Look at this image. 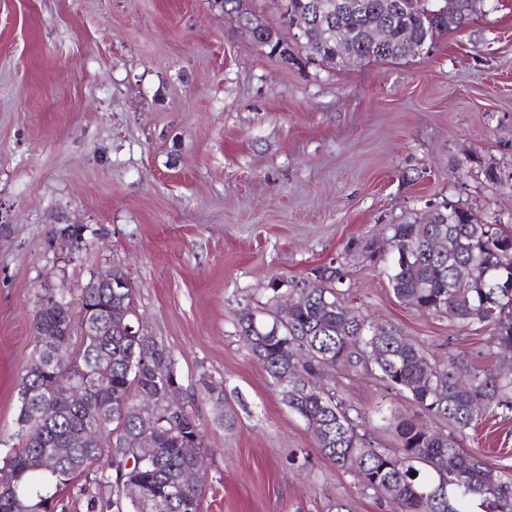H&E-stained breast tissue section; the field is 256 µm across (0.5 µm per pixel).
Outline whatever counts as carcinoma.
<instances>
[{"instance_id":"obj_1","label":"carcinoma","mask_w":512,"mask_h":512,"mask_svg":"<svg viewBox=\"0 0 512 512\" xmlns=\"http://www.w3.org/2000/svg\"><path fill=\"white\" fill-rule=\"evenodd\" d=\"M481 0H457V13L439 0H284L289 26L306 33L300 47L331 69L372 59H399L413 46L463 26ZM224 18L248 31L272 55L294 48L248 0H220ZM442 241L441 250L429 242ZM394 258L387 270L395 298L423 312L451 316L492 330L498 349H512V231L481 221L471 210L444 205L429 223L393 225ZM339 272L288 290L264 319L244 310L238 330L289 411L315 438L320 453L352 474L362 493L387 499L395 512H512V470H496L465 451L461 436L484 415L512 411V368L491 372L464 356L436 359L406 342L393 324H377L348 305L336 287ZM468 289L460 299L456 289ZM135 288L113 271L110 286L88 280L73 301L60 293L41 299L35 351L18 390L17 443L0 440V512H58L60 494L80 479L87 512H201L206 472L194 415L166 346L136 321ZM85 326L74 329L73 320ZM151 351L144 363L140 353ZM369 376L422 409L427 421L391 416L397 448H380L359 431L336 388L318 383L323 369ZM45 402L55 406L40 414ZM152 430L155 452L141 463L138 439ZM107 458L105 468L96 464ZM200 472L180 489L182 474Z\"/></svg>"}]
</instances>
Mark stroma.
<instances>
[{
    "label": "stroma",
    "mask_w": 512,
    "mask_h": 512,
    "mask_svg": "<svg viewBox=\"0 0 512 512\" xmlns=\"http://www.w3.org/2000/svg\"><path fill=\"white\" fill-rule=\"evenodd\" d=\"M450 202L512 225V0H481L429 52L333 69L283 63L218 0H0V439L42 297L115 267L203 435L201 512H392L319 453L237 319L336 270L352 307L437 358L512 365L490 329L392 293L393 225ZM71 224L82 242L61 236ZM323 382L379 446L394 444L382 412L424 416L368 378ZM462 444L512 469V413Z\"/></svg>",
    "instance_id": "stroma-1"
}]
</instances>
